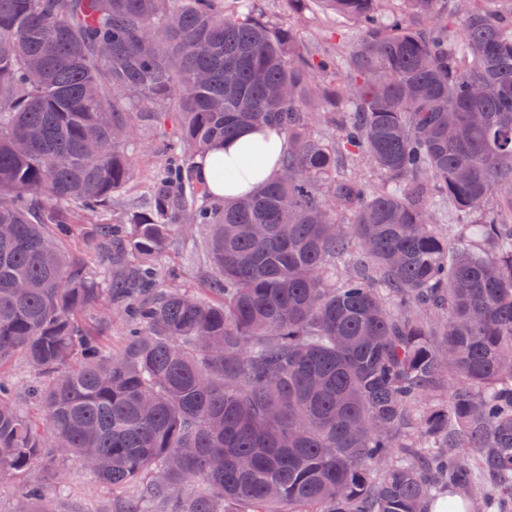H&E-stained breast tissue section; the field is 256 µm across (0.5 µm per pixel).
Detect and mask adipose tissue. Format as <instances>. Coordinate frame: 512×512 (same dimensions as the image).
Segmentation results:
<instances>
[{
  "mask_svg": "<svg viewBox=\"0 0 512 512\" xmlns=\"http://www.w3.org/2000/svg\"><path fill=\"white\" fill-rule=\"evenodd\" d=\"M289 149L278 128L248 126L198 157L195 172L214 196L232 201L249 193L257 184L271 180ZM219 163L235 172L233 181L217 183L214 168Z\"/></svg>",
  "mask_w": 512,
  "mask_h": 512,
  "instance_id": "1",
  "label": "adipose tissue"
}]
</instances>
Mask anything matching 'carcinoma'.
Here are the masks:
<instances>
[{"instance_id": "1", "label": "carcinoma", "mask_w": 512, "mask_h": 512, "mask_svg": "<svg viewBox=\"0 0 512 512\" xmlns=\"http://www.w3.org/2000/svg\"><path fill=\"white\" fill-rule=\"evenodd\" d=\"M314 2L329 55L255 0H0V372L44 381L36 421L0 381L1 479L56 448L135 488L112 512H512V0ZM160 106L153 206L111 222ZM264 123L280 172L216 200L189 159ZM201 224L203 294L158 264ZM77 229L75 235L68 241L69 247L76 252L81 253L82 257L88 262L90 266L96 265L95 257L84 251V240L90 234L93 227L90 223L98 222V218L86 214L76 216Z\"/></svg>"}]
</instances>
